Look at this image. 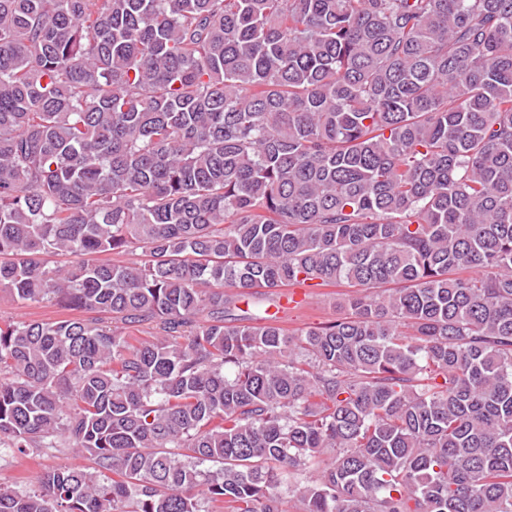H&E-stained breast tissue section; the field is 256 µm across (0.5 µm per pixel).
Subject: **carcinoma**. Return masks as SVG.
I'll return each instance as SVG.
<instances>
[{
  "instance_id": "carcinoma-1",
  "label": "carcinoma",
  "mask_w": 512,
  "mask_h": 512,
  "mask_svg": "<svg viewBox=\"0 0 512 512\" xmlns=\"http://www.w3.org/2000/svg\"><path fill=\"white\" fill-rule=\"evenodd\" d=\"M0 291V512H512V0H0ZM350 288H288L282 297L288 309L279 316L290 331H298L320 322L335 320L345 314L339 302ZM298 302L292 301V297ZM300 299V300H299ZM293 302V303H292ZM63 316L57 307L48 304L22 305L14 301L7 293L0 292V318L19 320H54ZM77 462L74 456L57 452L41 453L34 459L5 457L0 461V482L29 488L42 472Z\"/></svg>"
}]
</instances>
